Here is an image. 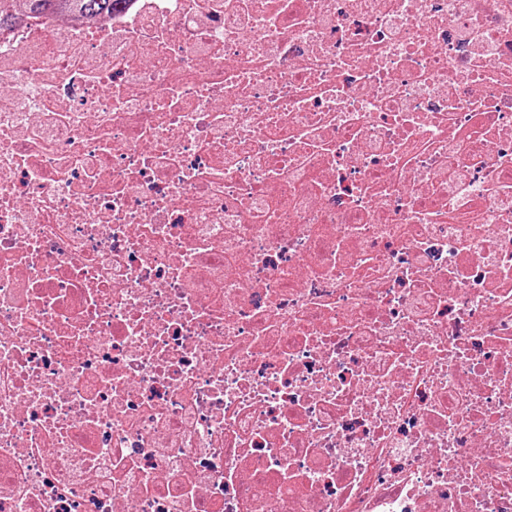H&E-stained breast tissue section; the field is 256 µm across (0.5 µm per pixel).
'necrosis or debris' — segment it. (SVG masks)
<instances>
[{
    "mask_svg": "<svg viewBox=\"0 0 512 512\" xmlns=\"http://www.w3.org/2000/svg\"><path fill=\"white\" fill-rule=\"evenodd\" d=\"M0 512H512V0L1 31Z\"/></svg>",
    "mask_w": 512,
    "mask_h": 512,
    "instance_id": "necrosis-or-debris-1",
    "label": "necrosis or debris"
}]
</instances>
